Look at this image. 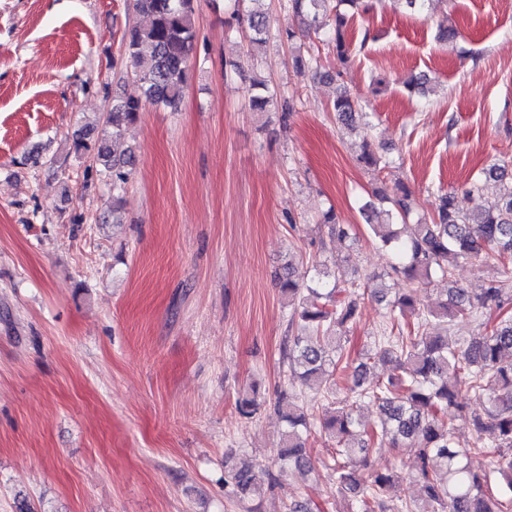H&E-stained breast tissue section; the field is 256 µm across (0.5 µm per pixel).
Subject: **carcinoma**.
Wrapping results in <instances>:
<instances>
[{"label":"carcinoma","instance_id":"obj_1","mask_svg":"<svg viewBox=\"0 0 512 512\" xmlns=\"http://www.w3.org/2000/svg\"><path fill=\"white\" fill-rule=\"evenodd\" d=\"M195 0H135L134 9L147 17L144 25L128 28L123 51L132 76L142 93L116 97L112 109L98 117L101 133L82 126L73 136L75 154L90 160V168L112 181V199L124 191L132 166V155H115L109 138H118L123 127L136 121L143 104L176 112L189 79L190 61L196 50ZM231 17H245L249 42L259 48L270 35L267 12L252 8L259 0H232ZM363 0H286L284 8L304 24L280 32L294 44L298 37L328 33L336 59L344 64L352 54L347 38L348 8ZM293 67L299 73H318L319 58L296 47ZM276 94L268 80H253L248 107L267 112ZM336 119L348 128L369 129L367 114L346 87L333 101ZM358 161L366 169L380 172L389 165L387 149L366 138ZM489 174L501 181L502 189L493 202L472 211L458 207L455 192L441 190L433 214L412 220L409 191L381 197L387 204L386 222L368 228L381 247L391 255L390 271L407 282L392 292L380 284H351L346 289L323 280L324 272L313 265L299 272L293 263L278 276L281 294L293 305L289 328L298 334L288 337L284 348L289 373L284 383L309 388L323 385L334 391L336 407L329 411L306 406L283 391L275 408L284 423L282 446L277 459L281 469L311 467L308 440L326 435L336 442L331 469L336 493L357 504V512H512V177L503 166ZM340 242L350 238L351 225L341 224L334 210L323 214ZM496 259L503 276L490 280L472 301L458 288L448 289L447 298L431 308L419 307L418 292L439 280H451L461 260ZM386 303L387 312L379 337L381 353L391 355L399 372L369 382L368 364L352 359L346 336L358 315L359 298L366 295ZM458 320L479 323L483 331L469 338L448 335V326ZM334 344L335 355L326 347ZM483 398L480 413L466 414L459 401L462 388ZM252 396L237 402L239 413L253 417L260 409L257 387ZM371 403L380 421L368 425L359 409ZM465 418L472 443L461 447L457 428L448 420V409ZM390 438L394 448H413L417 458L416 478L423 498L419 502L393 503L388 492L400 479L396 471H358L353 457L368 455L378 441ZM486 459L482 473L471 467V458ZM233 494L241 501L261 495L265 472L254 462H235L228 469Z\"/></svg>","mask_w":512,"mask_h":512}]
</instances>
